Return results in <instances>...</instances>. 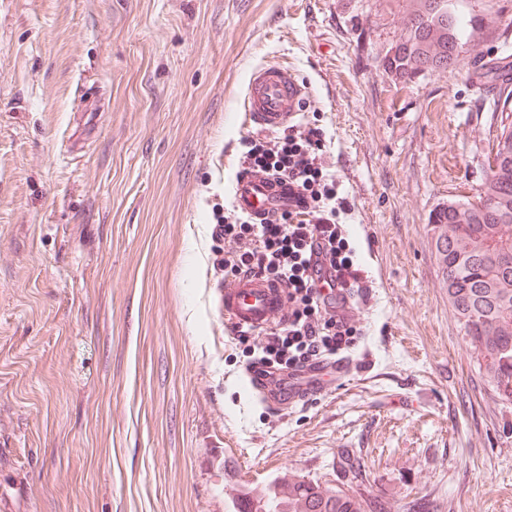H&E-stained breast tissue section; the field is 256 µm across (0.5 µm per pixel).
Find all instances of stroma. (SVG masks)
Instances as JSON below:
<instances>
[{"label":"stroma","mask_w":512,"mask_h":512,"mask_svg":"<svg viewBox=\"0 0 512 512\" xmlns=\"http://www.w3.org/2000/svg\"><path fill=\"white\" fill-rule=\"evenodd\" d=\"M410 0H0V512H229L291 471L386 512H512V404L448 305L428 217L475 198L512 0H452L467 51L399 81ZM351 203L368 284L354 371L280 411L224 327L254 69Z\"/></svg>","instance_id":"35a3bbf8"}]
</instances>
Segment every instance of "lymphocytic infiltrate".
Here are the masks:
<instances>
[{
    "label": "lymphocytic infiltrate",
    "instance_id": "obj_1",
    "mask_svg": "<svg viewBox=\"0 0 512 512\" xmlns=\"http://www.w3.org/2000/svg\"><path fill=\"white\" fill-rule=\"evenodd\" d=\"M323 146V129L310 126L248 140L242 173L287 180L288 205L261 220L230 214L214 230L224 241L225 276L257 272L288 289L286 317L262 330L247 364L249 372L280 388L327 367L362 337L346 312L360 275L346 227L338 221L351 203L337 192Z\"/></svg>",
    "mask_w": 512,
    "mask_h": 512
}]
</instances>
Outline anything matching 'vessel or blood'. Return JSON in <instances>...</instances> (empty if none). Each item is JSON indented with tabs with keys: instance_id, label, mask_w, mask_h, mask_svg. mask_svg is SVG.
Masks as SVG:
<instances>
[{
	"instance_id": "obj_1",
	"label": "vessel or blood",
	"mask_w": 512,
	"mask_h": 512,
	"mask_svg": "<svg viewBox=\"0 0 512 512\" xmlns=\"http://www.w3.org/2000/svg\"><path fill=\"white\" fill-rule=\"evenodd\" d=\"M308 92L294 72L280 64L257 69L250 77L244 100L246 121L263 131L286 128L298 112L296 105ZM234 206L252 217L262 218L272 208L288 204V184L273 178L240 176L234 183ZM220 310L233 330H260L285 316L288 290L282 283L256 274H241L225 280Z\"/></svg>"
}]
</instances>
